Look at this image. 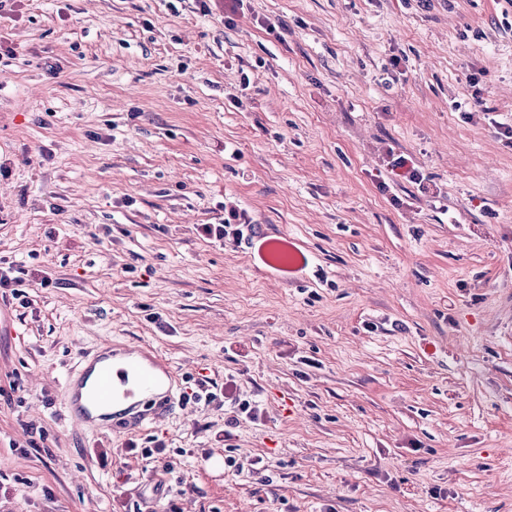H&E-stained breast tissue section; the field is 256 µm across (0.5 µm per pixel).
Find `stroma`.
<instances>
[{"mask_svg":"<svg viewBox=\"0 0 512 512\" xmlns=\"http://www.w3.org/2000/svg\"><path fill=\"white\" fill-rule=\"evenodd\" d=\"M505 124L512 0H0V512H512ZM107 338L214 401L77 424ZM252 224L251 219L245 211H239L232 202L224 203V224H205L203 233L216 240L232 238L236 242H240L248 236V240L258 237V232ZM272 244H274V246L277 245L278 247L281 244L288 245L289 253H291L293 256V260L288 266L282 267L276 263V261L274 259V251H273V248L271 247ZM265 257H266L267 263L270 264L271 266L285 270V271H289V272L293 271L297 267L304 264L303 254L301 253V251L298 249V247L294 244V242L291 239H279V240L269 242L266 245ZM226 400L231 402L233 405L234 411L236 414L233 419H231L230 424H237L239 417H245L249 419L251 422H256L259 419L260 408L257 402H251L249 400H240L237 398H233L232 384L225 383L224 386V402Z\"/></svg>","mask_w":512,"mask_h":512,"instance_id":"stroma-1","label":"stroma"}]
</instances>
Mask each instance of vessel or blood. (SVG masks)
<instances>
[{"label":"vessel or blood","instance_id":"1","mask_svg":"<svg viewBox=\"0 0 512 512\" xmlns=\"http://www.w3.org/2000/svg\"><path fill=\"white\" fill-rule=\"evenodd\" d=\"M76 369L66 404L82 424L93 423V411L118 406L121 428L132 434L166 418L176 403L173 389L178 376L162 356L146 347L119 350L107 341L93 356H80Z\"/></svg>","mask_w":512,"mask_h":512}]
</instances>
